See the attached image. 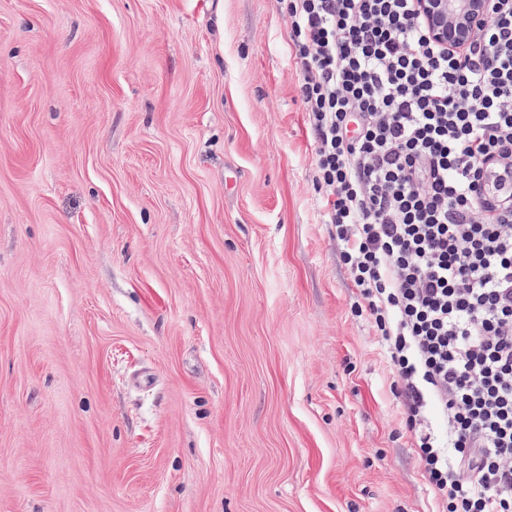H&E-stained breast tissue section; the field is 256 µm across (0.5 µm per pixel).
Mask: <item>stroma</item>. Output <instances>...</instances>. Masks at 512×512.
Returning a JSON list of instances; mask_svg holds the SVG:
<instances>
[{
    "label": "stroma",
    "instance_id": "stroma-1",
    "mask_svg": "<svg viewBox=\"0 0 512 512\" xmlns=\"http://www.w3.org/2000/svg\"><path fill=\"white\" fill-rule=\"evenodd\" d=\"M287 30L0 0V512H434Z\"/></svg>",
    "mask_w": 512,
    "mask_h": 512
}]
</instances>
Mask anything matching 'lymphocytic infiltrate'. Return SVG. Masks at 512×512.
<instances>
[{
    "label": "lymphocytic infiltrate",
    "instance_id": "lymphocytic-infiltrate-1",
    "mask_svg": "<svg viewBox=\"0 0 512 512\" xmlns=\"http://www.w3.org/2000/svg\"><path fill=\"white\" fill-rule=\"evenodd\" d=\"M491 2L460 51L418 0L285 3L321 221L438 512H512V0Z\"/></svg>",
    "mask_w": 512,
    "mask_h": 512
}]
</instances>
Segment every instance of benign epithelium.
<instances>
[{
    "label": "benign epithelium",
    "mask_w": 512,
    "mask_h": 512,
    "mask_svg": "<svg viewBox=\"0 0 512 512\" xmlns=\"http://www.w3.org/2000/svg\"><path fill=\"white\" fill-rule=\"evenodd\" d=\"M433 40L450 49L461 50L473 39L490 10L489 0H419Z\"/></svg>",
    "instance_id": "obj_1"
}]
</instances>
